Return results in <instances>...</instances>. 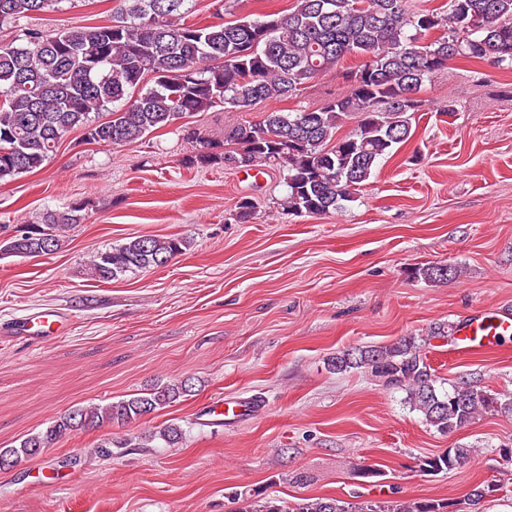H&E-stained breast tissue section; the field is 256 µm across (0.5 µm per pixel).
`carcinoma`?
Returning <instances> with one entry per match:
<instances>
[{
    "mask_svg": "<svg viewBox=\"0 0 512 512\" xmlns=\"http://www.w3.org/2000/svg\"><path fill=\"white\" fill-rule=\"evenodd\" d=\"M60 0H0V24ZM194 0H117L112 21L72 31L30 29L21 42H0V182L33 172L62 138L79 129L85 142L124 145L179 120L221 108L244 111L260 102L297 97L311 80L336 70L348 92L316 109L268 110L238 122L224 140L187 128V167L260 165L282 171L291 215L338 211L374 174L378 163L410 138L421 87L456 58L494 60L512 68V0H448L447 9H412L410 0H297L288 14L249 15L206 24L187 21ZM354 65H345L347 61ZM357 129L339 134L346 120ZM88 202L48 211L0 246L13 256L39 257L61 246L60 231L83 219ZM190 248L179 237L139 236L97 251L88 275L100 282L161 267ZM454 268H416L440 283ZM343 372L365 369L406 387V401L426 424L451 432L481 412H512V401L474 386H436L420 344L409 338L384 347H352L332 358ZM192 392L182 380L157 384L118 401L76 406L0 456L24 457L82 430L124 426ZM472 449L426 457L421 471L447 473ZM488 485L454 503L480 512ZM439 501L359 505L336 498L241 499L235 512H447Z\"/></svg>",
    "mask_w": 512,
    "mask_h": 512,
    "instance_id": "cac0c4a2",
    "label": "carcinoma"
}]
</instances>
